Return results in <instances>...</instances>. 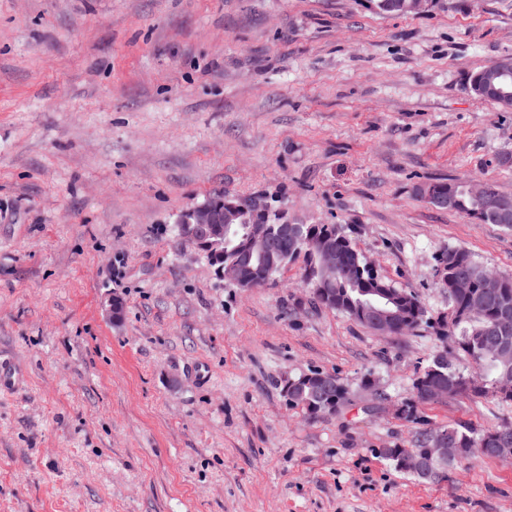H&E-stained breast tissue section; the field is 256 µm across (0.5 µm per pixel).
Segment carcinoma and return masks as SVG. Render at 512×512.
Masks as SVG:
<instances>
[{"label": "carcinoma", "mask_w": 512, "mask_h": 512, "mask_svg": "<svg viewBox=\"0 0 512 512\" xmlns=\"http://www.w3.org/2000/svg\"><path fill=\"white\" fill-rule=\"evenodd\" d=\"M512 69V56L506 55L472 74L470 91L495 102L505 109L512 108V101L504 102L487 93V86L495 81L498 70ZM418 193L431 205L468 216L482 224H493L495 220L484 213L487 202L498 201L509 207L508 219L498 222L505 229H512V196L501 193L496 182L484 179L480 196H473L468 185L450 180L429 183L418 188ZM336 250L339 261L352 269L345 275L340 270L323 264L322 251ZM250 244L247 240V225H224V255H206L211 266L238 264L241 277L235 286L242 289L263 287L290 265L302 264L303 279L310 288L314 303L338 311L350 319L379 334L383 330L365 314L371 304H384L388 317L398 326L396 333L403 334L423 325L436 330L442 338V353L433 358L412 384L410 397L397 407L406 420H417L418 409L447 399H485L512 402V393L501 395L496 384L512 383V329L495 334L490 326L502 310L512 313V277L506 278V287L495 297L482 295L483 277L487 268L478 263L473 255L461 248H453L443 255V287L448 289L449 309L456 318L453 336H448V318L443 314L431 316L416 294L405 288H396L376 273L365 269L363 255L357 250L343 226L338 224H298L296 234L288 237L280 253L260 260L247 258ZM466 273L471 288L459 291L454 288L455 277ZM461 353L468 361L483 371L481 381L444 361L448 349ZM282 392L288 405L299 408L311 420L333 414L330 409L335 397L352 398V392L334 374L311 370L294 378L280 380ZM434 433H444L457 456L444 461L426 464L419 469L407 465L403 459V448L393 446L381 449V455L394 469L411 473L421 480H433L440 476L449 464L472 461L480 458L512 462V424L476 431L462 425H445L422 428L413 439V447L423 448Z\"/></svg>", "instance_id": "1"}]
</instances>
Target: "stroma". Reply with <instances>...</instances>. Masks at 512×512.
Listing matches in <instances>:
<instances>
[{
  "instance_id": "stroma-1",
  "label": "stroma",
  "mask_w": 512,
  "mask_h": 512,
  "mask_svg": "<svg viewBox=\"0 0 512 512\" xmlns=\"http://www.w3.org/2000/svg\"><path fill=\"white\" fill-rule=\"evenodd\" d=\"M505 55L512 0H0V512H512V463L422 481L380 454L414 437L396 407L431 329L314 305L296 265L236 288L178 235L186 209L260 194L447 312L442 253L512 276V231L416 189L512 196V109L468 85ZM311 370L351 405L289 407L281 378ZM423 414L480 430L512 404Z\"/></svg>"
}]
</instances>
